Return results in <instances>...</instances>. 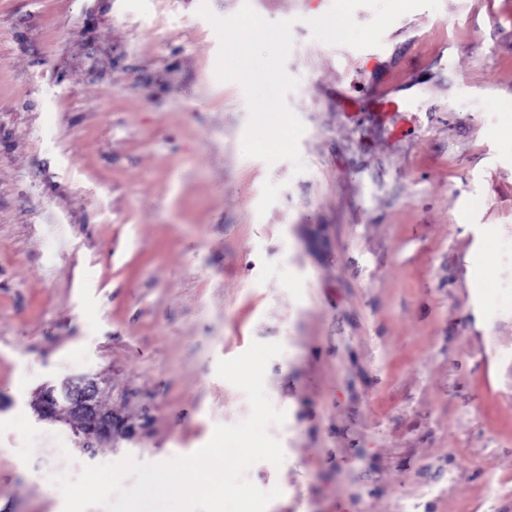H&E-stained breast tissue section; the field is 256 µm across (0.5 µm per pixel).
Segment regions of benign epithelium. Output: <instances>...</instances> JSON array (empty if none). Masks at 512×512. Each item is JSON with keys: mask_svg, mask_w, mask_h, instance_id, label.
<instances>
[{"mask_svg": "<svg viewBox=\"0 0 512 512\" xmlns=\"http://www.w3.org/2000/svg\"><path fill=\"white\" fill-rule=\"evenodd\" d=\"M61 393L65 401L63 407L58 406L53 391H45L43 399L35 407L40 418L55 420L64 417L83 448H95L112 439L114 419L111 411L99 405L101 389L96 379L88 376L70 378L62 384Z\"/></svg>", "mask_w": 512, "mask_h": 512, "instance_id": "1", "label": "benign epithelium"}]
</instances>
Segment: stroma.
<instances>
[{
  "label": "stroma",
  "mask_w": 512,
  "mask_h": 512,
  "mask_svg": "<svg viewBox=\"0 0 512 512\" xmlns=\"http://www.w3.org/2000/svg\"><path fill=\"white\" fill-rule=\"evenodd\" d=\"M292 20L305 166L247 157L198 15ZM332 0H0V512H63L40 436L155 463L245 420L216 373L278 343L267 512H512V0H439L356 50ZM481 267L482 295L469 286ZM96 378L113 440L40 392Z\"/></svg>",
  "instance_id": "35a3bbf8"
}]
</instances>
